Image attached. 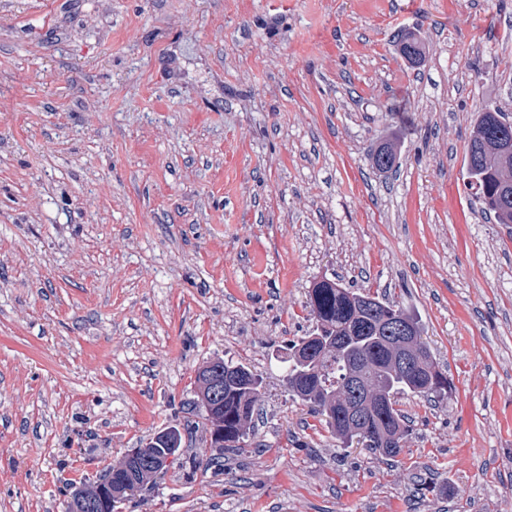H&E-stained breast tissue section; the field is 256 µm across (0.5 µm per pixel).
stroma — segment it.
I'll list each match as a JSON object with an SVG mask.
<instances>
[{
	"label": "stroma",
	"mask_w": 512,
	"mask_h": 512,
	"mask_svg": "<svg viewBox=\"0 0 512 512\" xmlns=\"http://www.w3.org/2000/svg\"><path fill=\"white\" fill-rule=\"evenodd\" d=\"M485 104L512 114V0H0V512H65L200 420L216 357L262 380L256 446L122 512H512V224L464 180ZM323 276L415 315L452 383L401 396L395 460L288 392Z\"/></svg>",
	"instance_id": "obj_1"
}]
</instances>
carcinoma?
Returning a JSON list of instances; mask_svg holds the SVG:
<instances>
[{
	"mask_svg": "<svg viewBox=\"0 0 512 512\" xmlns=\"http://www.w3.org/2000/svg\"><path fill=\"white\" fill-rule=\"evenodd\" d=\"M400 53L410 61L423 55L420 42L409 35L401 40ZM512 121L500 109L484 106L478 113L466 145L467 184L481 211L494 217L499 224H512V155L499 148L500 127ZM396 152L388 144L379 146L372 154L373 166L388 171L395 166ZM308 304L314 326L309 335L331 340L335 350L328 352L319 367L306 377L296 376L297 351L306 342L302 336L289 344V353L282 358L288 391L294 399L325 423L336 439L343 444L353 441L366 445L378 457H395L407 432V422L397 408L398 396L413 394L427 399H443L448 395V376L435 364L426 343H421L423 358L418 370L403 372L388 367L393 340L386 326L399 316L413 319L404 308L393 301L372 297L347 288L341 279L324 277L314 281L308 290ZM213 366L224 365L240 374L238 380L224 383V391L213 400L218 420L224 422L225 448L248 443L251 421L262 397V380L242 363L216 358ZM361 367L376 374L382 398L390 402L385 413L366 416L362 431L350 437L344 431L345 419H330L329 413H345V406L356 404L357 396L344 382L347 371ZM165 475L152 467L139 472L140 492L150 491L159 477ZM128 476L118 471L112 475L105 496L95 494L70 501L68 512H104L109 498L128 496Z\"/></svg>",
	"mask_w": 512,
	"mask_h": 512,
	"instance_id": "obj_1",
	"label": "carcinoma"
}]
</instances>
